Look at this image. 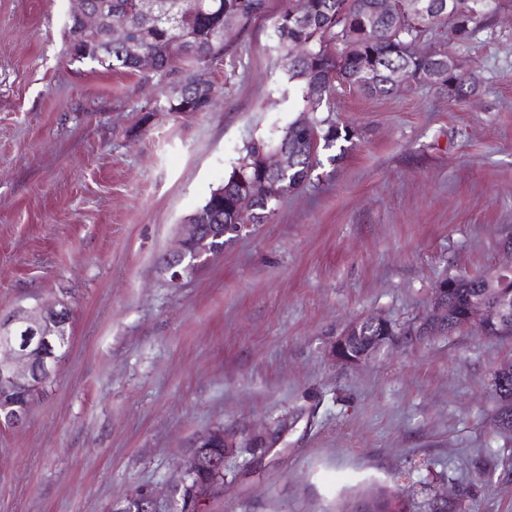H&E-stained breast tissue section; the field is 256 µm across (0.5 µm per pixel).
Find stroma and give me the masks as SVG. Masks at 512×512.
Instances as JSON below:
<instances>
[{"label": "stroma", "instance_id": "obj_1", "mask_svg": "<svg viewBox=\"0 0 512 512\" xmlns=\"http://www.w3.org/2000/svg\"><path fill=\"white\" fill-rule=\"evenodd\" d=\"M288 0L229 38L206 112H157L148 72L70 60L71 0H0V317L51 300L71 340L25 422L0 427V512H167L209 430L281 431L241 449L199 512H356L401 486L412 512H512V430L494 372L512 336L401 339L341 365L350 321L408 329L444 279L512 238V10L449 44L475 103L424 86L338 87L352 142L266 223L180 283L162 259L254 139L298 115L273 50Z\"/></svg>", "mask_w": 512, "mask_h": 512}]
</instances>
